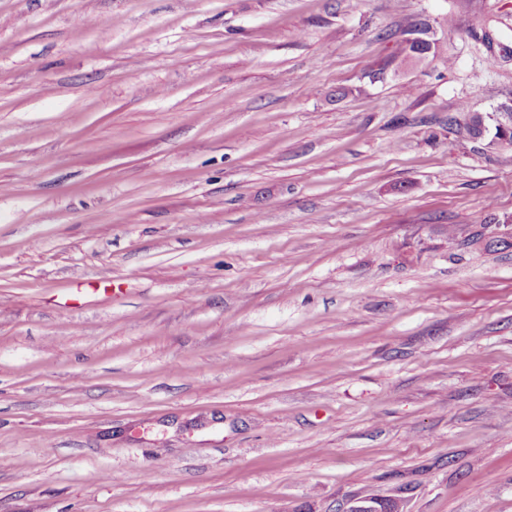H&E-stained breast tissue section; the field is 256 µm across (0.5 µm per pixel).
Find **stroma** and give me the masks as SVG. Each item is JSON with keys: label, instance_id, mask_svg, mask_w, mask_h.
I'll list each match as a JSON object with an SVG mask.
<instances>
[{"label": "stroma", "instance_id": "1", "mask_svg": "<svg viewBox=\"0 0 512 512\" xmlns=\"http://www.w3.org/2000/svg\"><path fill=\"white\" fill-rule=\"evenodd\" d=\"M504 103L512 0H0V512H512ZM408 46V50L413 48L410 55L417 52V49L427 48L432 46L434 42H437L435 33L429 23L424 20L423 23L416 27H411L407 30L405 37L403 38ZM436 52V44L433 45L432 52L424 55H416L415 62H421L426 60L431 54L434 56ZM511 106V105H510ZM510 106L505 108L507 112H495V115L481 112L469 113L467 117V131L470 133H478L479 139L486 137V132L490 129L486 126L487 119L495 120V135L492 144L512 147V113ZM473 117H477L480 125L477 127ZM478 128L480 131H477Z\"/></svg>", "mask_w": 512, "mask_h": 512}]
</instances>
